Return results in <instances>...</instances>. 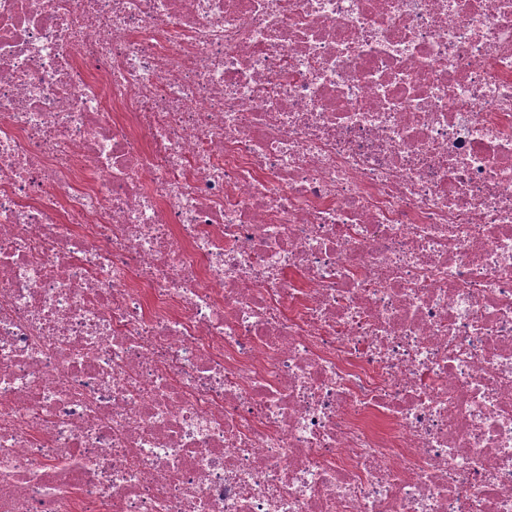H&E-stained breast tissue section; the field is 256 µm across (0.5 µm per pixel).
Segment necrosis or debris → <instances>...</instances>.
I'll return each mask as SVG.
<instances>
[{
	"mask_svg": "<svg viewBox=\"0 0 512 512\" xmlns=\"http://www.w3.org/2000/svg\"><path fill=\"white\" fill-rule=\"evenodd\" d=\"M0 512H512V0H0Z\"/></svg>",
	"mask_w": 512,
	"mask_h": 512,
	"instance_id": "1",
	"label": "necrosis or debris"
}]
</instances>
